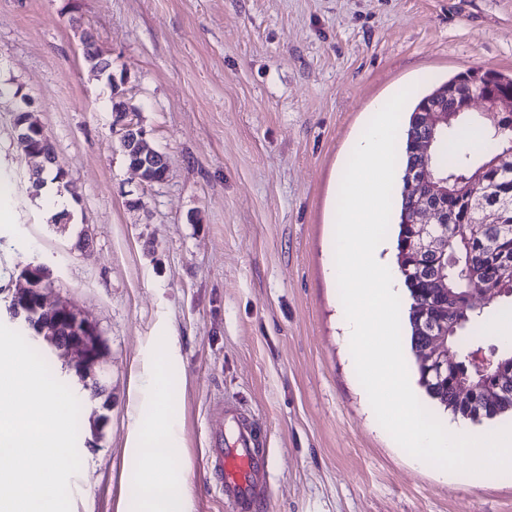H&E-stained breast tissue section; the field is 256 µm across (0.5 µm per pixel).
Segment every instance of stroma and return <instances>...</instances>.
Wrapping results in <instances>:
<instances>
[{
    "instance_id": "35a3bbf8",
    "label": "stroma",
    "mask_w": 512,
    "mask_h": 512,
    "mask_svg": "<svg viewBox=\"0 0 512 512\" xmlns=\"http://www.w3.org/2000/svg\"><path fill=\"white\" fill-rule=\"evenodd\" d=\"M86 29L167 155L163 183L128 168ZM467 70L512 73V0H0V85L16 92L0 102V323L40 263L48 300L107 349L100 397L41 350L84 418L71 512H139L130 488L155 471L131 449L138 374L173 396L143 420L174 434L191 512H227L202 462L220 403L268 453L259 512H512V478L417 465L376 423L326 266L338 170L371 107ZM27 104L76 191L63 227L29 189L13 129Z\"/></svg>"
}]
</instances>
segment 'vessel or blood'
Wrapping results in <instances>:
<instances>
[{
	"mask_svg": "<svg viewBox=\"0 0 512 512\" xmlns=\"http://www.w3.org/2000/svg\"><path fill=\"white\" fill-rule=\"evenodd\" d=\"M224 420L236 428V440L232 446H225L223 430H216L207 463L218 476L224 500L232 512H255L260 501L267 498L262 481L267 459L256 448L253 429L246 420L229 408L224 411Z\"/></svg>",
	"mask_w": 512,
	"mask_h": 512,
	"instance_id": "obj_1",
	"label": "vessel or blood"
}]
</instances>
